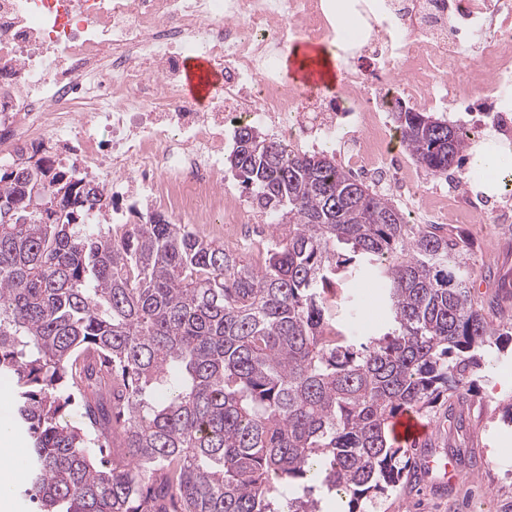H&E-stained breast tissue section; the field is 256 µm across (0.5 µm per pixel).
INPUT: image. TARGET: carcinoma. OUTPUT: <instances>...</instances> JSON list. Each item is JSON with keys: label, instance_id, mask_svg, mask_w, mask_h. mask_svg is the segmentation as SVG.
<instances>
[{"label": "carcinoma", "instance_id": "cac0c4a2", "mask_svg": "<svg viewBox=\"0 0 512 512\" xmlns=\"http://www.w3.org/2000/svg\"><path fill=\"white\" fill-rule=\"evenodd\" d=\"M393 117L427 174L459 165L460 128L403 101ZM227 162L274 220L258 268L155 210L132 206L114 231L92 178L0 169V375L18 387L31 512H321L318 488L372 500L411 475L392 420L472 393L512 342L471 291L468 242L409 223L335 154L245 125ZM58 195L74 208H30ZM361 270L391 330L357 345L329 296Z\"/></svg>", "mask_w": 512, "mask_h": 512}]
</instances>
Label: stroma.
Wrapping results in <instances>:
<instances>
[{
  "label": "stroma",
  "mask_w": 512,
  "mask_h": 512,
  "mask_svg": "<svg viewBox=\"0 0 512 512\" xmlns=\"http://www.w3.org/2000/svg\"><path fill=\"white\" fill-rule=\"evenodd\" d=\"M451 233L470 242L471 279L482 300L493 302L502 315L512 314V226L483 233L476 224L449 223ZM365 275L351 278L341 296L344 307L366 309L365 331L354 332L364 342L387 325L386 314L367 303ZM512 397V352L504 351L483 372L472 396L452 405L453 428H442L430 445L437 456L458 454L474 471L456 487L439 484L437 475L418 472L409 486H397L373 502L361 503L362 512H512V423L502 407Z\"/></svg>",
  "instance_id": "35a3bbf8"
}]
</instances>
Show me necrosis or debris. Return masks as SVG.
I'll return each instance as SVG.
<instances>
[{
	"label": "necrosis or debris",
	"instance_id": "4bbe7bcc",
	"mask_svg": "<svg viewBox=\"0 0 512 512\" xmlns=\"http://www.w3.org/2000/svg\"><path fill=\"white\" fill-rule=\"evenodd\" d=\"M360 36H340L325 0H0V156L37 144L56 165L96 179L112 221L134 203L161 205L176 224L217 233L226 250L262 254L242 197L224 184V136L242 125L315 150L347 133L346 167L395 195L424 192L395 154L397 101L451 112L484 93L480 128L512 137V0H355ZM333 44L336 95L284 82L292 39ZM206 58L222 75L206 109L189 99L183 63ZM372 62L362 71L361 58ZM449 209L507 224L487 195L454 193Z\"/></svg>",
	"mask_w": 512,
	"mask_h": 512
}]
</instances>
